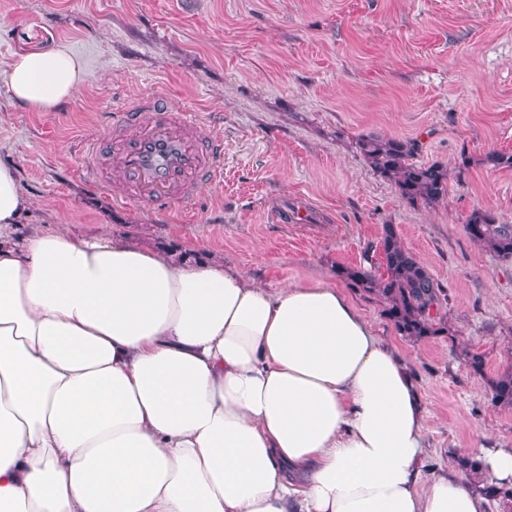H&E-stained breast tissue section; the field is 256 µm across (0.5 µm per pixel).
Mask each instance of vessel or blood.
Returning <instances> with one entry per match:
<instances>
[{
	"label": "vessel or blood",
	"instance_id": "1",
	"mask_svg": "<svg viewBox=\"0 0 512 512\" xmlns=\"http://www.w3.org/2000/svg\"><path fill=\"white\" fill-rule=\"evenodd\" d=\"M112 169L124 175L127 199L165 207L222 178L224 144L210 125L153 93L113 120L104 164L91 173L102 185Z\"/></svg>",
	"mask_w": 512,
	"mask_h": 512
}]
</instances>
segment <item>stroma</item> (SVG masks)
<instances>
[{
	"label": "stroma",
	"instance_id": "obj_1",
	"mask_svg": "<svg viewBox=\"0 0 512 512\" xmlns=\"http://www.w3.org/2000/svg\"><path fill=\"white\" fill-rule=\"evenodd\" d=\"M55 46L84 68L76 96L52 112L13 105V56ZM155 91L224 138L222 179L163 211L122 199L118 172L98 186L84 152ZM369 135L418 139V161L447 168V196L410 205L359 154ZM492 149L512 152V0H0V163L30 199L13 237L105 229L201 249L278 289L341 285L338 267L362 265L393 225L443 287L447 333L401 336L382 303L347 294L416 378L432 471L512 447V408L490 392L512 370V261L464 230L476 209L512 223V171L485 164ZM283 203L316 221L273 222Z\"/></svg>",
	"mask_w": 512,
	"mask_h": 512
}]
</instances>
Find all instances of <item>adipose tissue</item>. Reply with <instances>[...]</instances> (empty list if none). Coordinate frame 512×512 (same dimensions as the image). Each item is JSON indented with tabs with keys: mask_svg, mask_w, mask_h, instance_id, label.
Instances as JSON below:
<instances>
[{
	"mask_svg": "<svg viewBox=\"0 0 512 512\" xmlns=\"http://www.w3.org/2000/svg\"><path fill=\"white\" fill-rule=\"evenodd\" d=\"M82 81L64 47L9 66L36 111ZM26 208L0 164V233ZM425 421L340 288L107 232L0 241V512H488L473 475L425 473Z\"/></svg>",
	"mask_w": 512,
	"mask_h": 512,
	"instance_id": "obj_1",
	"label": "adipose tissue"
}]
</instances>
